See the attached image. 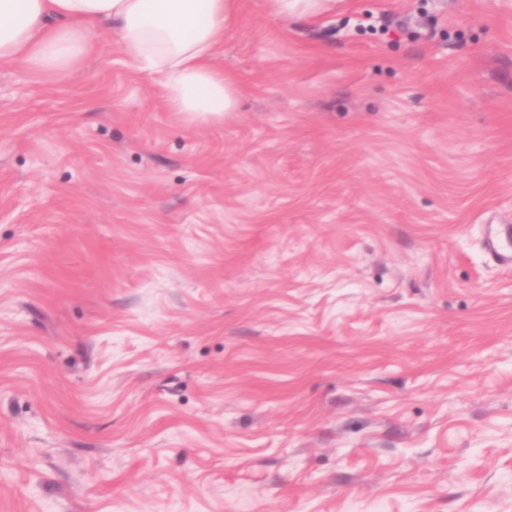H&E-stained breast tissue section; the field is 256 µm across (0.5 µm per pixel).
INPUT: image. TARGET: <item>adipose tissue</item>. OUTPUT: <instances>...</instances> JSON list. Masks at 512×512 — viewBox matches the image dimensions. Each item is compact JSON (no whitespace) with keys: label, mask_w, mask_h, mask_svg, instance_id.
Instances as JSON below:
<instances>
[{"label":"adipose tissue","mask_w":512,"mask_h":512,"mask_svg":"<svg viewBox=\"0 0 512 512\" xmlns=\"http://www.w3.org/2000/svg\"><path fill=\"white\" fill-rule=\"evenodd\" d=\"M237 9L238 0H0V67L72 73L110 37L156 77L169 111L220 116L235 111L238 91L212 59Z\"/></svg>","instance_id":"obj_1"}]
</instances>
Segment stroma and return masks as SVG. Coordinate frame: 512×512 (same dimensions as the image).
Masks as SVG:
<instances>
[{
  "label": "stroma",
  "mask_w": 512,
  "mask_h": 512,
  "mask_svg": "<svg viewBox=\"0 0 512 512\" xmlns=\"http://www.w3.org/2000/svg\"><path fill=\"white\" fill-rule=\"evenodd\" d=\"M191 121L0 69V512H512V0H239ZM335 0H267L270 13L276 17L309 16L331 7ZM487 246L500 266L512 268V224H487Z\"/></svg>",
  "instance_id": "stroma-1"
}]
</instances>
